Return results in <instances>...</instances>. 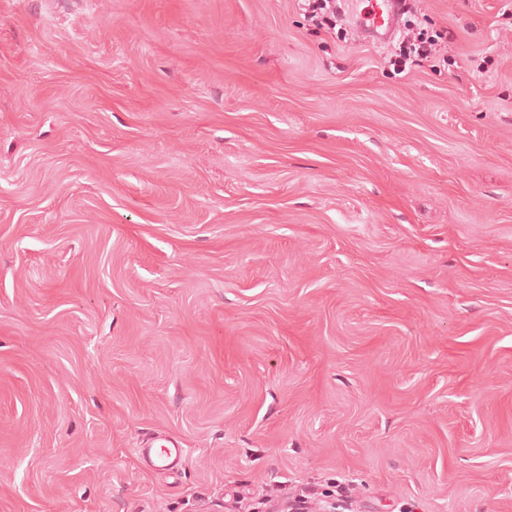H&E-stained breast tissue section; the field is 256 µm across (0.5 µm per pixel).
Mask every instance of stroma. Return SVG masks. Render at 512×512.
<instances>
[{
  "label": "stroma",
  "instance_id": "obj_1",
  "mask_svg": "<svg viewBox=\"0 0 512 512\" xmlns=\"http://www.w3.org/2000/svg\"><path fill=\"white\" fill-rule=\"evenodd\" d=\"M416 7L398 75L302 0H0V512H512V0ZM438 53L437 43L416 36L414 31L410 30L402 36L398 48L389 57V63L395 71L403 73L414 59L427 60L436 57ZM169 445H161L156 448L155 440L150 439L136 448L141 460L151 467H168L172 469L181 466L187 459L188 450L172 440H167Z\"/></svg>",
  "mask_w": 512,
  "mask_h": 512
}]
</instances>
